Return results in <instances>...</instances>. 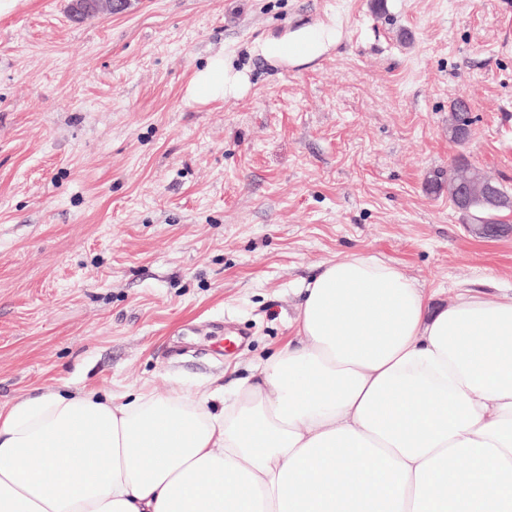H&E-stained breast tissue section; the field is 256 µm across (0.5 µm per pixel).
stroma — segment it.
Returning a JSON list of instances; mask_svg holds the SVG:
<instances>
[{
  "instance_id": "stroma-1",
  "label": "stroma",
  "mask_w": 512,
  "mask_h": 512,
  "mask_svg": "<svg viewBox=\"0 0 512 512\" xmlns=\"http://www.w3.org/2000/svg\"><path fill=\"white\" fill-rule=\"evenodd\" d=\"M69 3L0 15L1 409L66 385L231 389L354 252L439 306L512 300V212L468 224L427 189L462 156L512 192V0ZM328 19L344 38L309 67L249 52ZM220 50L250 88L189 101Z\"/></svg>"
}]
</instances>
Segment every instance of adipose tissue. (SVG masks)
Here are the masks:
<instances>
[{"label": "adipose tissue", "mask_w": 512, "mask_h": 512, "mask_svg": "<svg viewBox=\"0 0 512 512\" xmlns=\"http://www.w3.org/2000/svg\"><path fill=\"white\" fill-rule=\"evenodd\" d=\"M343 37L318 21L251 52L299 68ZM249 87L218 54L187 97ZM304 292L297 341L232 399L50 391L0 412V512H512V302L435 308L364 253Z\"/></svg>", "instance_id": "obj_1"}]
</instances>
